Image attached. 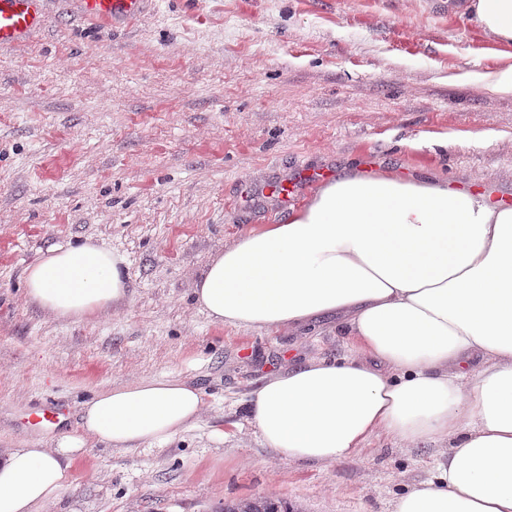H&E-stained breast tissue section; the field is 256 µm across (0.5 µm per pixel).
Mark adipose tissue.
I'll return each mask as SVG.
<instances>
[{"instance_id":"obj_1","label":"adipose tissue","mask_w":512,"mask_h":512,"mask_svg":"<svg viewBox=\"0 0 512 512\" xmlns=\"http://www.w3.org/2000/svg\"><path fill=\"white\" fill-rule=\"evenodd\" d=\"M512 44V0H464ZM125 259L84 241L52 248L25 275L27 299L82 320L124 303ZM221 326L299 328L335 315L361 346L268 376L251 423L281 459L335 463L376 428L441 443L437 478L396 512H512V205L447 181L347 171L281 224L250 227L193 282ZM207 411L186 379H137L97 393L77 431L46 448H0V512H46L89 443L166 444Z\"/></svg>"}]
</instances>
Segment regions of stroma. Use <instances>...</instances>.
<instances>
[{"label": "stroma", "instance_id": "35a3bbf8", "mask_svg": "<svg viewBox=\"0 0 512 512\" xmlns=\"http://www.w3.org/2000/svg\"><path fill=\"white\" fill-rule=\"evenodd\" d=\"M44 28L0 49V448H42L81 405L138 377L181 376L208 411L166 445H88L50 512H222L273 494L295 512H395L436 474L435 446L377 429L337 463L288 462L250 422L288 364L356 355L335 323L223 327L190 288L212 256L287 211L302 170L435 174L512 200V45L445 0H147L125 27L47 0ZM92 240L126 261L128 300L82 321L29 303L48 249ZM64 402L53 429L37 408ZM224 430L223 440L211 436Z\"/></svg>", "mask_w": 512, "mask_h": 512}]
</instances>
